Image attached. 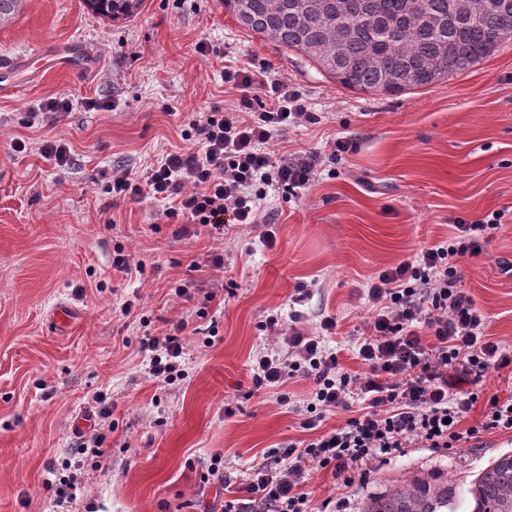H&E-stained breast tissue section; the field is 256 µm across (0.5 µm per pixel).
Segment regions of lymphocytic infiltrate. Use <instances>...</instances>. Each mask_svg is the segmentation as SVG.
<instances>
[{
  "label": "lymphocytic infiltrate",
  "instance_id": "1",
  "mask_svg": "<svg viewBox=\"0 0 512 512\" xmlns=\"http://www.w3.org/2000/svg\"><path fill=\"white\" fill-rule=\"evenodd\" d=\"M224 82L238 93L233 104L189 122L181 134L184 148L163 153L148 166L145 180L123 167L113 170L108 193L119 199L151 195L166 201L167 218L221 232L231 224L260 223L267 188L294 195L306 189L323 164L321 153L288 160L275 156L272 143L290 128L321 123L322 113L286 80L248 65L225 67ZM500 222L497 213L457 221L447 241L378 274L366 291L368 316L355 350L361 370H344L323 345L320 334L335 330V318H323L315 333L294 323L274 332L273 344L285 345L286 352L257 356L253 385L309 380L311 401L299 425L311 436L272 449L252 466L240 498L232 494L223 457L211 456L198 485L207 500L204 512H329L314 508L308 497L311 470L330 473L346 489L366 482L388 456L405 449L476 448L487 433L512 432V395L502 398L485 388L489 373L512 369V353L488 336L487 319L460 288L456 267L460 258L479 254L486 230ZM186 327L181 319L172 332L142 335L139 349L157 383L180 379ZM479 403L482 420L461 427ZM339 410L347 412L345 422L317 433L326 414ZM104 453L96 429L79 438L70 458L50 465L44 489L51 512H78L86 489L84 460Z\"/></svg>",
  "mask_w": 512,
  "mask_h": 512
}]
</instances>
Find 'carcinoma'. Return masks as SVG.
Instances as JSON below:
<instances>
[{"label": "carcinoma", "instance_id": "carcinoma-1", "mask_svg": "<svg viewBox=\"0 0 512 512\" xmlns=\"http://www.w3.org/2000/svg\"><path fill=\"white\" fill-rule=\"evenodd\" d=\"M112 20L136 15L143 0H86ZM246 31L297 52L344 87L396 95L463 74L512 39V0H221ZM512 512V453L502 454L466 488L447 474L413 475L367 496L361 512Z\"/></svg>", "mask_w": 512, "mask_h": 512}]
</instances>
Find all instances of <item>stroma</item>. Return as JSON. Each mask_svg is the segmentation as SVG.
<instances>
[{"instance_id":"obj_1","label":"stroma","mask_w":512,"mask_h":512,"mask_svg":"<svg viewBox=\"0 0 512 512\" xmlns=\"http://www.w3.org/2000/svg\"><path fill=\"white\" fill-rule=\"evenodd\" d=\"M202 42L218 56L202 57ZM75 43L97 47L96 71L58 64L54 51ZM243 63L287 80L324 115L289 130L281 155L321 151L339 136L356 150L298 195L268 190L260 226L221 236L203 226L178 236L163 202L107 193L113 169L145 177L182 146L191 115L232 104L224 68ZM53 98L68 99L69 111L41 115ZM60 138L70 149L62 168L41 154ZM493 213L500 228L457 269L487 334L512 350V40L467 73L386 96L323 77L246 32L220 0H144L119 22L84 0H24L0 24V512H47L48 466L73 448L76 418L97 391L111 411L100 460L109 475L89 479V502L98 512H160L165 502L199 512L194 491L211 455L240 482L270 449L308 437L298 416L308 380L253 387L270 320L284 329L297 316L313 331L335 316L328 345L358 369L367 282L447 240L456 220ZM119 244L143 273L113 269ZM177 284L192 294L182 307L170 294ZM182 315L186 375L161 385L145 372L140 321L165 334ZM510 451L512 433L494 432L478 448L409 449L342 491L316 472L307 489L314 503L343 498L360 512L367 495L412 474L441 470L466 484Z\"/></svg>"}]
</instances>
